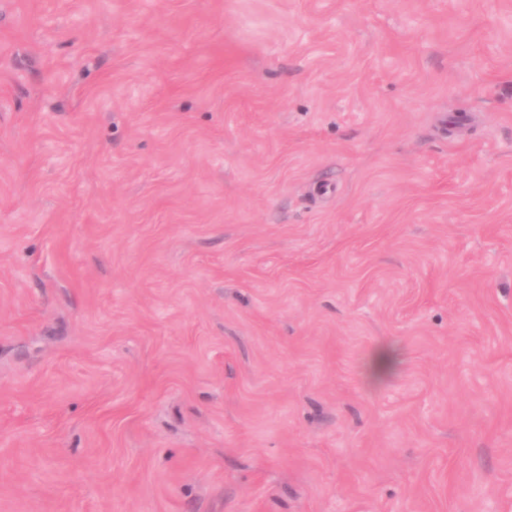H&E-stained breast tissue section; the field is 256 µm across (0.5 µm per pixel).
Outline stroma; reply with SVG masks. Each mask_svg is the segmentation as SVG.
Masks as SVG:
<instances>
[{"mask_svg": "<svg viewBox=\"0 0 512 512\" xmlns=\"http://www.w3.org/2000/svg\"><path fill=\"white\" fill-rule=\"evenodd\" d=\"M0 512H512V0H0Z\"/></svg>", "mask_w": 512, "mask_h": 512, "instance_id": "1", "label": "stroma"}]
</instances>
